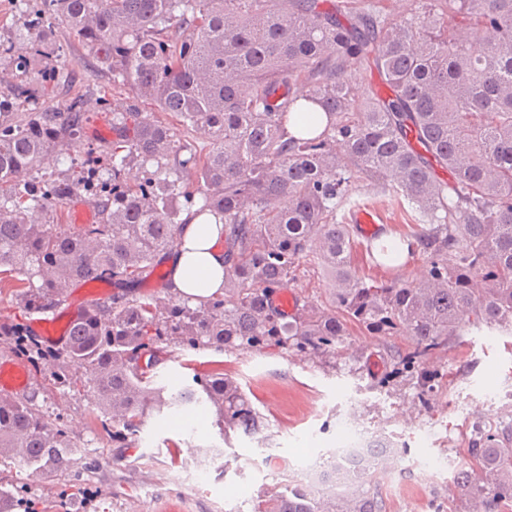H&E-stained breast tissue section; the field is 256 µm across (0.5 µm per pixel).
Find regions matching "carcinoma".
Returning <instances> with one entry per match:
<instances>
[{
  "instance_id": "carcinoma-1",
  "label": "carcinoma",
  "mask_w": 512,
  "mask_h": 512,
  "mask_svg": "<svg viewBox=\"0 0 512 512\" xmlns=\"http://www.w3.org/2000/svg\"><path fill=\"white\" fill-rule=\"evenodd\" d=\"M381 2L39 0L31 20L0 44V56L33 49L13 60L18 82L0 99V275L27 277L18 301L28 314L63 304L73 284L113 288L109 300L84 308L59 348L22 323L4 335L33 368L56 363L61 385L77 383L68 370L80 371L112 441H132L155 410L192 404L211 411L222 432L266 439L263 415L222 372L163 396L154 369L173 345L323 359L351 325L410 336L414 346L388 354L377 383L412 381L426 406L443 378L430 359L450 337L469 328L512 335V0H427L397 14ZM52 28L82 46L93 72L131 92L112 111V167L95 193L98 221L72 232L34 218L90 191L83 171L36 179L90 121L84 94L63 108L36 106L67 76L60 46L52 48L53 71L30 76ZM368 70L381 85L362 76ZM141 98L195 136L178 137L158 112L140 110ZM19 101L32 108L18 111ZM291 121L307 134H291ZM134 163L152 171L131 186L123 175ZM185 173L196 185L183 182ZM357 182L411 203L417 223L376 254L393 267L406 250L422 254L420 278L368 281L352 270L356 229L339 215ZM196 203L197 213L223 220L222 293L197 306L136 295ZM308 259L331 275V298L298 301L288 321L273 294ZM74 448L35 397L0 399V456L64 472L77 465ZM467 453L481 471L478 480L457 473L468 512L511 503L512 435L481 432ZM328 462L330 483L311 492L280 485L256 512H386L373 478L395 462L387 445L370 449L360 475Z\"/></svg>"
}]
</instances>
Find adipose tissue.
<instances>
[{
	"label": "adipose tissue",
	"instance_id": "obj_1",
	"mask_svg": "<svg viewBox=\"0 0 512 512\" xmlns=\"http://www.w3.org/2000/svg\"><path fill=\"white\" fill-rule=\"evenodd\" d=\"M224 226L212 215L186 211L176 247L169 259L171 288L190 303L222 288L225 255Z\"/></svg>",
	"mask_w": 512,
	"mask_h": 512
}]
</instances>
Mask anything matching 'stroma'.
Instances as JSON below:
<instances>
[{
  "mask_svg": "<svg viewBox=\"0 0 512 512\" xmlns=\"http://www.w3.org/2000/svg\"><path fill=\"white\" fill-rule=\"evenodd\" d=\"M66 54L68 76L41 105L58 108L76 92H84L93 117L80 141L64 151L55 172L85 165L89 148L112 139V113L96 99L117 102L128 90L108 76L90 77L82 47L58 32ZM354 201L370 203L383 215L386 232H407L415 216L407 203L380 188L357 184ZM408 336H375L352 329L334 358L312 361L270 348L261 351L185 352L171 348L156 368L157 382L167 392L192 385L194 376L231 374L260 410L267 425L264 441L231 430L220 435L212 414L195 407L196 432L182 429L170 410L148 416L132 447L113 443L101 425L89 392L55 383L53 371L41 369L29 386L37 403L70 429L90 476L76 472H34L0 457V483L19 492L22 503L39 512H254L258 502L280 482H296L311 453H326L341 439L340 423L349 409L379 431L381 439L402 456L390 476L400 494L387 497V512H402L407 497L421 498L426 512H466L462 498L447 500L440 482L415 469L416 461L463 460L476 428L497 432L512 423V336L472 330L449 340L441 354L443 379L429 407L416 404L412 384L378 387L376 378L389 350L412 348ZM204 465L205 486L174 482V475Z\"/></svg>",
  "mask_w": 512,
  "mask_h": 512,
  "instance_id": "obj_1",
  "label": "stroma"
}]
</instances>
